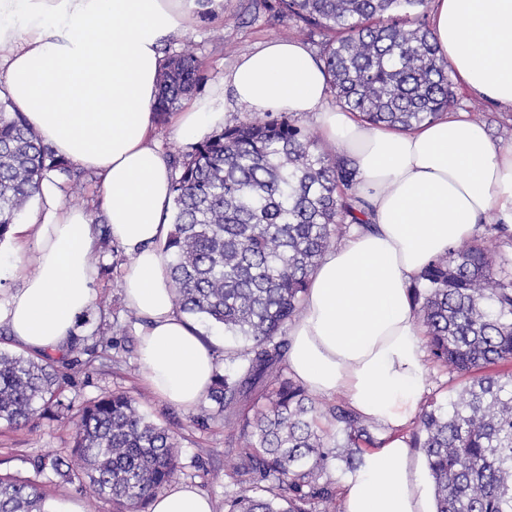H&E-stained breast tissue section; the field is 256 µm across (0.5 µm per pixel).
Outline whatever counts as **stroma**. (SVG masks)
<instances>
[{
  "mask_svg": "<svg viewBox=\"0 0 512 512\" xmlns=\"http://www.w3.org/2000/svg\"><path fill=\"white\" fill-rule=\"evenodd\" d=\"M259 2L224 0L221 12L196 11L188 30L164 40L167 54L179 53L189 45L199 60L198 80L189 95L190 100L208 98L213 86L241 55L267 40L294 39L312 55H319L320 36L310 35L294 22L276 20ZM452 91L455 108L474 112L494 141H512L511 111L474 97L460 86H453ZM127 261V254L116 243L99 248L96 299L86 313L87 325L80 328L81 337H115L125 343L126 349L112 361L100 359L90 365L74 366L69 372L65 395L77 409L107 393L119 391L133 397L149 420L162 424L175 435L182 467L180 481L204 491L215 512H224V491L231 483L229 474L241 455L237 426L223 418L211 417L213 404L210 400L185 409L163 401L149 389L142 376L137 351L140 324L131 321L120 288L121 268ZM72 446L71 425L55 419L44 418L21 430L0 424V474L35 477L37 458L70 453ZM44 489L48 501L78 500L85 512H112L113 509L111 500L85 489L77 480L54 479L45 482Z\"/></svg>",
  "mask_w": 512,
  "mask_h": 512,
  "instance_id": "stroma-1",
  "label": "stroma"
}]
</instances>
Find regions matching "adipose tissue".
<instances>
[{
  "instance_id": "ef3b65f1",
  "label": "adipose tissue",
  "mask_w": 512,
  "mask_h": 512,
  "mask_svg": "<svg viewBox=\"0 0 512 512\" xmlns=\"http://www.w3.org/2000/svg\"><path fill=\"white\" fill-rule=\"evenodd\" d=\"M198 0H0V98L23 113L56 157L97 174L113 241L128 254L120 286L139 330L143 377L166 402L193 408L208 395L216 352L178 310L158 247L173 194L152 139L163 37L184 31ZM429 25L440 56L468 93L512 109V0H435ZM251 111L315 114L322 138L351 160L370 230L351 228L312 274L288 326V369L311 392L341 396L382 429L342 491L343 512H429L419 467L400 435L428 383L423 331L410 289L429 261L474 238L486 219L512 232V142L447 111L409 130L374 127L329 106L322 63L296 40L243 54L176 120L199 142L224 122L220 102ZM16 249L33 247L37 272L13 265L0 326L29 353L65 350L95 298L99 230L66 207L54 176ZM150 512H214L195 486L175 484Z\"/></svg>"
}]
</instances>
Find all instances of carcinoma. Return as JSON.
<instances>
[{
  "label": "carcinoma",
  "instance_id": "1",
  "mask_svg": "<svg viewBox=\"0 0 512 512\" xmlns=\"http://www.w3.org/2000/svg\"><path fill=\"white\" fill-rule=\"evenodd\" d=\"M264 8L324 38L322 60L337 105L369 123L407 130L453 103L448 66L424 23L426 0H265ZM199 63L191 53L167 59L154 106L163 121L191 92ZM0 101V241L58 171L81 173L55 158L19 112ZM172 230L168 257L175 301L185 315L247 342L226 352L236 365L217 373L209 392L215 413L235 417L246 452L230 477L224 512H328L336 494L322 481L335 460L362 463L374 447L372 425L352 408L315 401L283 377L289 342L309 279L334 240L369 227L356 196L357 173L343 154L321 147L282 116L247 119L172 156ZM430 359L471 375L456 399L430 403L416 419L419 449L433 483L435 512H512V255L483 243L451 247L432 259L411 288ZM74 359L0 351V423L25 427L68 412L62 369ZM253 416L239 408L256 393ZM336 428L321 434L319 420ZM70 457L42 459L68 481L79 467L89 487L116 512H146L177 478L178 446L168 428L146 418L126 393L81 408ZM41 486L0 475V512H44Z\"/></svg>",
  "mask_w": 512,
  "mask_h": 512
}]
</instances>
